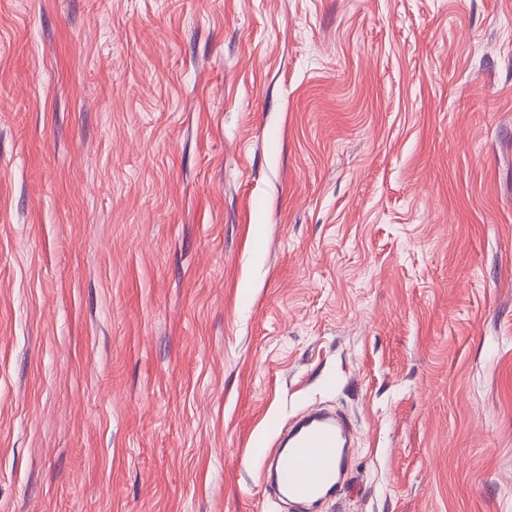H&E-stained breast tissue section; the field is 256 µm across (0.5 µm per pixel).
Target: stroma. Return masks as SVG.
I'll return each instance as SVG.
<instances>
[{"label":"stroma","mask_w":512,"mask_h":512,"mask_svg":"<svg viewBox=\"0 0 512 512\" xmlns=\"http://www.w3.org/2000/svg\"><path fill=\"white\" fill-rule=\"evenodd\" d=\"M512 512V0H0V512ZM349 425L339 416L311 412L290 430L284 448L271 462L272 494L314 510L327 496L337 493L349 463Z\"/></svg>","instance_id":"stroma-1"}]
</instances>
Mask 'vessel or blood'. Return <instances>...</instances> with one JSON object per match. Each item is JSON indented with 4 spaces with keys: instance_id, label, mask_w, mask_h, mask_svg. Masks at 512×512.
I'll return each instance as SVG.
<instances>
[{
    "instance_id": "1",
    "label": "vessel or blood",
    "mask_w": 512,
    "mask_h": 512,
    "mask_svg": "<svg viewBox=\"0 0 512 512\" xmlns=\"http://www.w3.org/2000/svg\"><path fill=\"white\" fill-rule=\"evenodd\" d=\"M349 425L339 416L311 412L290 430L271 462L272 494L314 512L318 503L340 488L349 463Z\"/></svg>"
}]
</instances>
